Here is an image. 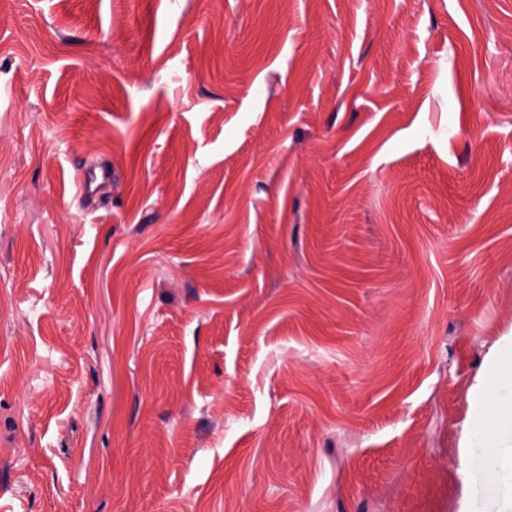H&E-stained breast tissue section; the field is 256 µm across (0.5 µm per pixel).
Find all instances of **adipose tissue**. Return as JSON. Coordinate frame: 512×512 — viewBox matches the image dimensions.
Masks as SVG:
<instances>
[{
    "instance_id": "ef3b65f1",
    "label": "adipose tissue",
    "mask_w": 512,
    "mask_h": 512,
    "mask_svg": "<svg viewBox=\"0 0 512 512\" xmlns=\"http://www.w3.org/2000/svg\"><path fill=\"white\" fill-rule=\"evenodd\" d=\"M470 444L483 451L480 463L468 470L470 483L486 486L487 497L500 504L501 512H512V425L490 423L484 412H476Z\"/></svg>"
}]
</instances>
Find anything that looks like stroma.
Returning a JSON list of instances; mask_svg holds the SVG:
<instances>
[{"mask_svg": "<svg viewBox=\"0 0 512 512\" xmlns=\"http://www.w3.org/2000/svg\"><path fill=\"white\" fill-rule=\"evenodd\" d=\"M510 346L512 0H0V512H477ZM506 355V354H505ZM504 355V356H505ZM504 356L498 359L499 368L484 383L483 390L488 387L499 395L498 406L501 410L511 413V388H512V355L510 348V360L505 361Z\"/></svg>", "mask_w": 512, "mask_h": 512, "instance_id": "obj_1", "label": "stroma"}]
</instances>
